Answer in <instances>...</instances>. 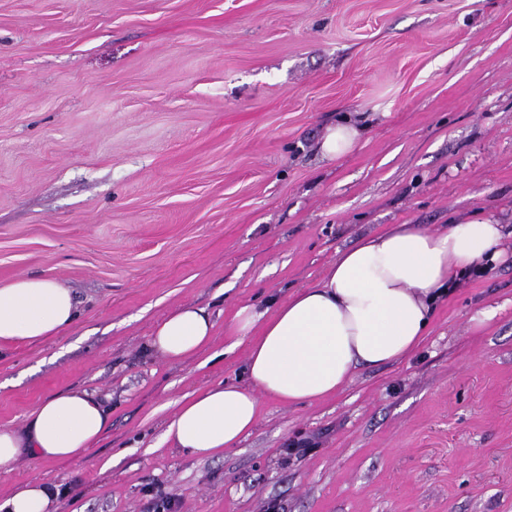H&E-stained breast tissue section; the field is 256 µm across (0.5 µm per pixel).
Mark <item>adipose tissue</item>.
Listing matches in <instances>:
<instances>
[{
	"instance_id": "1",
	"label": "adipose tissue",
	"mask_w": 512,
	"mask_h": 512,
	"mask_svg": "<svg viewBox=\"0 0 512 512\" xmlns=\"http://www.w3.org/2000/svg\"><path fill=\"white\" fill-rule=\"evenodd\" d=\"M367 128L342 117L328 127L323 157L350 152ZM503 225L468 220L432 232L394 224L339 252L317 282L267 306L239 307L228 327L246 344L240 382H220L184 397L163 437L200 458L237 447L256 429L262 404L298 405L336 396L359 370L401 361L420 347L454 277L501 256ZM78 317L71 288L50 277L22 276L0 286V343L59 335ZM215 319L184 306L159 321L150 352L175 363L208 345ZM111 409L94 391L67 390L44 399L22 428L0 426V473L22 460L84 458L106 431ZM58 485L37 479L17 486L0 512H54Z\"/></svg>"
}]
</instances>
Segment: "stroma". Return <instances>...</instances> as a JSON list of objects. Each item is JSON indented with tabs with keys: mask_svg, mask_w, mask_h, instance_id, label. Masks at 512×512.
<instances>
[{
	"mask_svg": "<svg viewBox=\"0 0 512 512\" xmlns=\"http://www.w3.org/2000/svg\"><path fill=\"white\" fill-rule=\"evenodd\" d=\"M366 114L349 153L328 126ZM512 227V0H0V284L74 289L60 335L0 348V426L69 388L111 418L76 462H20L56 512H512V237L430 336L335 397L265 402L239 447L163 440L241 377L237 308L287 298L391 224ZM216 320L179 363L147 345ZM215 324L208 308L183 306L156 324L148 349L169 362L183 361L212 341Z\"/></svg>",
	"mask_w": 512,
	"mask_h": 512,
	"instance_id": "obj_1",
	"label": "stroma"
}]
</instances>
